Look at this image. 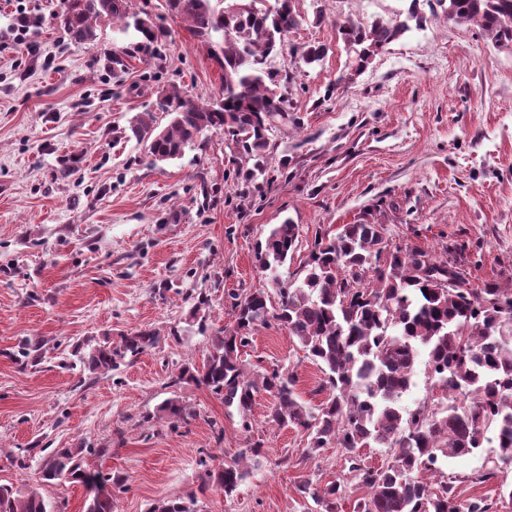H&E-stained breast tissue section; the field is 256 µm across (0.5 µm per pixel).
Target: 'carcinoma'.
<instances>
[{
  "label": "carcinoma",
  "mask_w": 512,
  "mask_h": 512,
  "mask_svg": "<svg viewBox=\"0 0 512 512\" xmlns=\"http://www.w3.org/2000/svg\"><path fill=\"white\" fill-rule=\"evenodd\" d=\"M368 25L351 20L337 24L347 55L346 73L338 83L354 80L375 56L406 34L423 29L438 14L454 23H474L498 47L512 46V0H435L431 15L421 0ZM257 0H166L177 22L188 24L222 71V98L200 104L173 86L158 102L170 116L161 128L152 111L139 112L128 130L145 144L151 163L180 158L208 132L222 131L253 161L246 178L265 175L269 133L288 124L287 98L278 73L268 67L288 33L300 26L295 0H275L261 9ZM113 23L133 34V52L147 61L159 57L158 44L166 32L151 16L131 10L130 0H81L75 8L65 0L62 23L77 43L92 45L97 29ZM325 45L300 47L305 64L319 63ZM299 225L285 220L275 225L256 257L262 268L276 274L299 244ZM445 246L439 259L419 249L390 242L383 224H345L333 237H317L303 265V277L270 292L256 289L233 295L236 326L210 337L209 349L196 363L181 364L171 385L203 386L234 406L251 428L249 412L254 393L268 392L274 401L266 415L272 427L295 426L307 432V457L324 448L342 450L356 485L367 490L355 512H502L512 508L507 498H461L453 484L439 491L417 477L435 472L449 458H461L490 448L482 465L468 475L470 482L497 480L512 468V288L486 283L472 286L469 277L452 288L448 268L462 269ZM275 320L296 339L305 358L323 373L328 396L310 407L294 392L295 374L276 366L248 372L241 355L253 332ZM160 336L137 330L116 339L98 340L79 362L91 373L117 370L155 347ZM425 371L442 393L446 405L422 403L404 410L398 400L409 389L420 354ZM164 417L184 421L197 416L177 398L160 407ZM379 445L390 459L372 466L358 452ZM81 445L46 448L34 483L23 488L0 484V512H50L41 488L59 482L82 485L88 492L86 512H113L112 489L124 479L92 468ZM268 456L264 443L254 442L231 463L217 467L203 459L202 481L232 495L250 476L251 467ZM315 512H338L345 492L338 479L318 485L307 478L297 486ZM150 512H197L196 502L184 498L156 500Z\"/></svg>",
  "instance_id": "1"
}]
</instances>
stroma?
Returning <instances> with one entry per match:
<instances>
[{
    "label": "stroma",
    "mask_w": 512,
    "mask_h": 512,
    "mask_svg": "<svg viewBox=\"0 0 512 512\" xmlns=\"http://www.w3.org/2000/svg\"><path fill=\"white\" fill-rule=\"evenodd\" d=\"M21 3L41 19L32 54L14 49L13 8L0 0V484L27 483L42 449L80 444L92 449V467L125 477L114 512H149L165 496L194 497L199 512H302L300 480L348 479L341 451L307 458L304 431L266 424L265 391L254 395L246 430L207 388L173 387L170 377L202 361L217 330L234 329L231 294L271 288L255 247L286 220L301 237L285 277L299 273L315 234L374 223L393 243L437 257L465 245L474 286H512V49L439 18L340 87L347 55L337 23L391 16L402 0H295L302 23L270 60L295 121L270 133L255 184L239 177L247 160L223 134L161 165L122 135L171 86L202 103L222 92L207 47L171 19L165 0H131L170 32L161 64L129 56L119 67L112 57L130 41L111 25L89 47L50 24L63 0ZM313 42L327 55L309 66L296 49ZM201 294L209 304L198 311ZM140 329L161 341L134 362L107 373L71 368L83 340ZM30 344L41 358L25 357ZM242 358L251 369L292 371L308 405L327 396L319 368L277 324L259 327ZM171 397L196 418L162 419ZM212 419L224 426L223 444ZM257 440L270 461L232 496L203 486V453L229 463ZM483 460L454 458L421 478L497 497L499 482L466 479Z\"/></svg>",
    "instance_id": "35a3bbf8"
}]
</instances>
